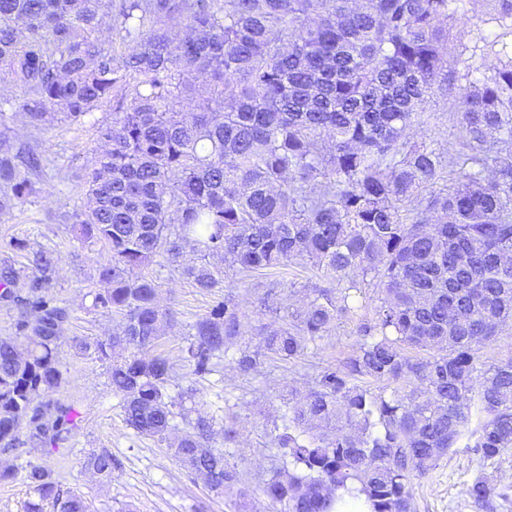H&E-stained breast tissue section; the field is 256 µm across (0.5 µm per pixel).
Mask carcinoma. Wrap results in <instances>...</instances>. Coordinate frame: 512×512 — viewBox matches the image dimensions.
I'll list each match as a JSON object with an SVG mask.
<instances>
[{"instance_id": "cac0c4a2", "label": "carcinoma", "mask_w": 512, "mask_h": 512, "mask_svg": "<svg viewBox=\"0 0 512 512\" xmlns=\"http://www.w3.org/2000/svg\"><path fill=\"white\" fill-rule=\"evenodd\" d=\"M454 2L0 0V79L18 90L0 96L1 113L40 129L112 107L72 220L76 238L109 250L93 306L121 320L84 349L110 361L137 433L164 442L181 418L169 449L229 512L250 497L242 472L212 445L213 422L188 418L193 389L169 393V359L147 355L172 313L143 270L186 249L198 263L181 273L205 291L294 260L328 282L300 310L266 291L261 311L284 324L256 343L242 339L240 304L225 292L189 333L198 378L233 344L242 375L269 357L296 361L368 291L379 295L352 354L315 367L308 393L290 390L265 429L276 466L260 492L275 512H412L414 480L462 440L487 459L512 450V358L474 377L480 349L512 320V58L486 52L490 75L459 84L473 67L443 56L458 32ZM483 2L512 20V0ZM438 90L460 96L451 171L434 142L405 137ZM43 167L30 144L0 149V215L24 204ZM35 264L20 288L14 271L0 273V299L21 307L16 334L34 332L24 353L0 338L3 451L54 450L79 427L76 408L49 398L64 382L70 313L49 293L53 260ZM86 463L103 479L117 467L107 448ZM21 472L34 494L26 512H88L41 465L0 468V482Z\"/></svg>"}]
</instances>
